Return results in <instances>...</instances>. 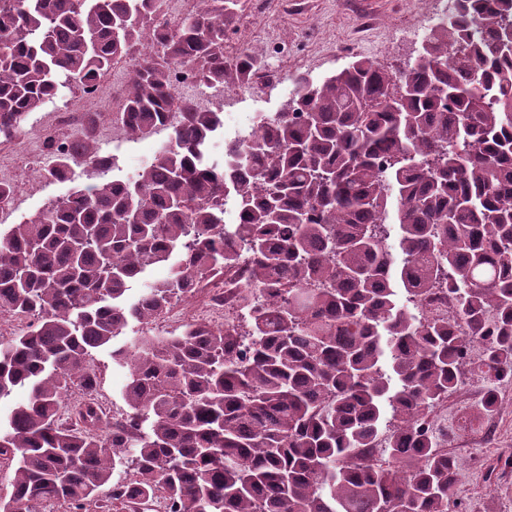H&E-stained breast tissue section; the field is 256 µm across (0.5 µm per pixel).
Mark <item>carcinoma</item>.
<instances>
[{"label": "carcinoma", "instance_id": "1", "mask_svg": "<svg viewBox=\"0 0 512 512\" xmlns=\"http://www.w3.org/2000/svg\"><path fill=\"white\" fill-rule=\"evenodd\" d=\"M240 5L196 0L171 27L161 0H0V137L66 90L101 89L120 56L137 58L130 139L164 118L174 65L203 59L201 84H243L262 55L224 61ZM178 105L138 171L107 178L115 159L80 140L54 157V180L72 181L81 159L104 182L0 231V313L37 316L0 341V402L26 394L0 422L12 466L0 512H131L156 498L169 512H466L428 415L467 371L485 384L484 415L512 382V0H453L401 73L360 58L296 76L221 161L223 113ZM231 193L237 224L224 222ZM240 246L241 323L137 334L112 349L121 421L106 431L91 399L75 427L59 423L64 394L96 387L95 350L235 264ZM157 266L166 278H146ZM441 292L463 329L419 312Z\"/></svg>", "mask_w": 512, "mask_h": 512}]
</instances>
